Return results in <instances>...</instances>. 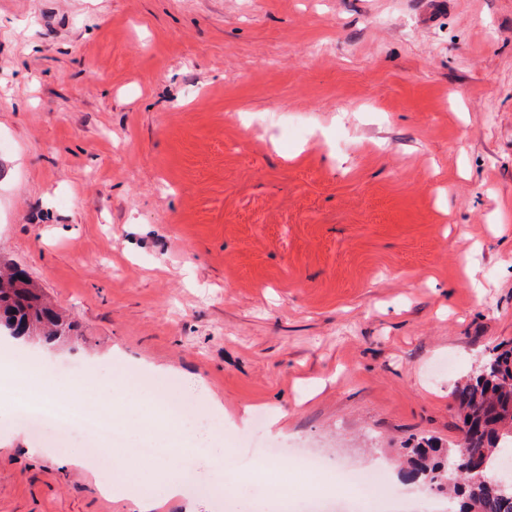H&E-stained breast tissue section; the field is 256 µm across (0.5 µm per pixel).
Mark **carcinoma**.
<instances>
[{"label":"carcinoma","mask_w":512,"mask_h":512,"mask_svg":"<svg viewBox=\"0 0 512 512\" xmlns=\"http://www.w3.org/2000/svg\"><path fill=\"white\" fill-rule=\"evenodd\" d=\"M63 340L60 314L27 274L0 270V331ZM465 443L444 448L423 437L402 455L404 481L448 492L450 512H512V486L500 485L497 461L512 456V343L494 346L477 371L454 386Z\"/></svg>","instance_id":"1"}]
</instances>
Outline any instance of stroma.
Segmentation results:
<instances>
[{"label": "stroma", "mask_w": 512, "mask_h": 512, "mask_svg": "<svg viewBox=\"0 0 512 512\" xmlns=\"http://www.w3.org/2000/svg\"><path fill=\"white\" fill-rule=\"evenodd\" d=\"M0 264L65 316L85 404L163 443L191 382L225 445L277 449L218 498L178 439L199 512L297 497L300 452L399 479L512 341V0H0ZM11 430L0 512H136L108 478L183 512L151 461Z\"/></svg>", "instance_id": "obj_1"}]
</instances>
